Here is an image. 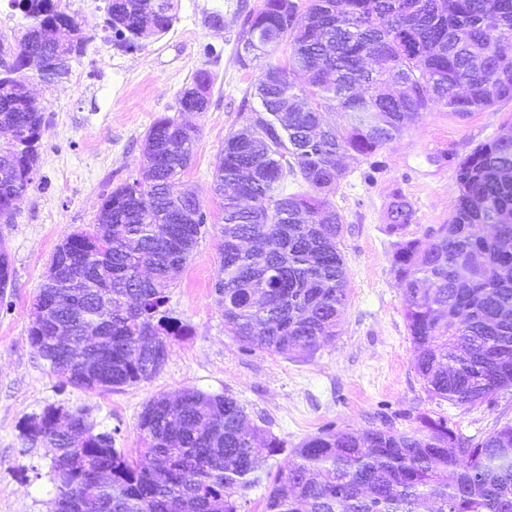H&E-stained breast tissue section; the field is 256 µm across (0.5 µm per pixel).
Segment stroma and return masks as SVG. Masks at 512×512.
<instances>
[{"instance_id": "obj_1", "label": "stroma", "mask_w": 512, "mask_h": 512, "mask_svg": "<svg viewBox=\"0 0 512 512\" xmlns=\"http://www.w3.org/2000/svg\"><path fill=\"white\" fill-rule=\"evenodd\" d=\"M262 0H175L178 16L160 38L118 48L105 25L106 0H69L65 10L93 34L66 77L46 83L36 68L22 73L44 115L34 182L17 203L0 240L10 253L13 283L0 300V512H51L52 451L26 445L29 417L51 405L86 409L112 433L118 450L135 453L137 425L154 397L190 387L232 395L251 421L283 441L272 472L287 471L293 450L325 429L417 427L446 418L473 438L512 420V388L492 400L457 406L430 396L413 364L405 298L391 270L388 209L395 194L412 205L406 233L420 237L447 223L456 203L455 166L478 144L512 125V100L459 120L429 112L371 159H344L346 176L332 202L343 218L339 248L347 268L348 304L335 339L310 358L236 341L224 329L214 290L222 261L223 199L213 190L224 139L243 124L239 110L257 69L236 61L247 10ZM221 13L223 25L211 22ZM211 77L207 111L177 113L176 98L194 73ZM195 128L193 159L178 188L200 199L208 220L167 308L182 328L163 368L151 379L115 390L62 384L30 342L33 304L57 246L94 224L102 198L138 177L146 130L162 116Z\"/></svg>"}]
</instances>
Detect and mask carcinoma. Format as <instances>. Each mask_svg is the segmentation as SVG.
I'll return each instance as SVG.
<instances>
[{
	"label": "carcinoma",
	"instance_id": "cac0c4a2",
	"mask_svg": "<svg viewBox=\"0 0 512 512\" xmlns=\"http://www.w3.org/2000/svg\"><path fill=\"white\" fill-rule=\"evenodd\" d=\"M29 20L0 73V219L25 195L43 113L16 74L33 57L83 54L92 35L54 0H9ZM106 24L131 49L169 31L174 0H107ZM288 40V63L267 62L246 125L224 138L215 174L224 195L223 256L215 282L224 328L236 340L281 354L314 355L336 336L348 303L338 247L343 218L330 195L346 176L342 155L369 159L426 112L459 119L512 100V0H264L245 15L236 60L247 69ZM308 74L296 87L292 75ZM210 77L177 97L204 112ZM288 107V134L267 109ZM334 110L343 123H323ZM196 135L162 116L142 145L143 173L105 195L90 231L56 248L34 303L31 343L61 382L86 390L154 377L181 332L165 305L207 221L201 201L174 190ZM447 223L420 238L405 230L412 205L395 195L392 271L403 288L413 360L426 390L458 405L512 387V221L477 232L492 214L512 216V126L457 164ZM191 213L196 223L176 217ZM151 270L143 278L142 268ZM13 268L0 243V298ZM103 337L93 368L77 348L87 328ZM393 428L326 429L294 448L274 477L265 512H512V421L464 438L445 419ZM141 448H114L89 413L49 406L23 438L53 451L54 512H239L244 493L269 476L283 442L250 422L231 395L182 388L149 401Z\"/></svg>",
	"mask_w": 512,
	"mask_h": 512
}]
</instances>
